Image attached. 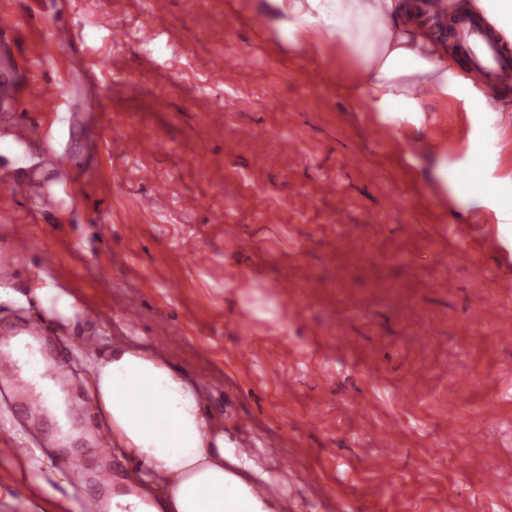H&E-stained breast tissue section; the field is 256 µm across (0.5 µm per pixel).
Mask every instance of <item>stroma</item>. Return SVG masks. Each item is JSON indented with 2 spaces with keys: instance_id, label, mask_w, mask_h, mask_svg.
Here are the masks:
<instances>
[{
  "instance_id": "obj_1",
  "label": "stroma",
  "mask_w": 512,
  "mask_h": 512,
  "mask_svg": "<svg viewBox=\"0 0 512 512\" xmlns=\"http://www.w3.org/2000/svg\"><path fill=\"white\" fill-rule=\"evenodd\" d=\"M259 14L0 0V138L30 185L0 194V341L41 322L36 354L68 379L64 428L0 380V512L123 492L136 460L97 445L86 406L90 357L126 336L185 373L288 512H512V124L425 98L444 193L433 158L342 95L349 54L290 47ZM49 80L70 89L56 113ZM38 274L75 325L22 299Z\"/></svg>"
}]
</instances>
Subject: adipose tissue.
<instances>
[{
  "instance_id": "obj_1",
  "label": "adipose tissue",
  "mask_w": 512,
  "mask_h": 512,
  "mask_svg": "<svg viewBox=\"0 0 512 512\" xmlns=\"http://www.w3.org/2000/svg\"><path fill=\"white\" fill-rule=\"evenodd\" d=\"M279 39L313 42L352 52L341 80L343 94L362 99L378 122L428 150L422 135L423 96L468 100L478 92L461 73L457 56L428 18L420 0H261ZM467 9L484 16L512 42V0H447L449 14ZM31 295L63 322L80 307L45 275ZM92 399L112 445L137 457L159 491L157 504L117 495L112 512H274L254 495L268 474L250 453L225 441L210 425L199 391L183 372L136 339L112 344L92 365Z\"/></svg>"
}]
</instances>
